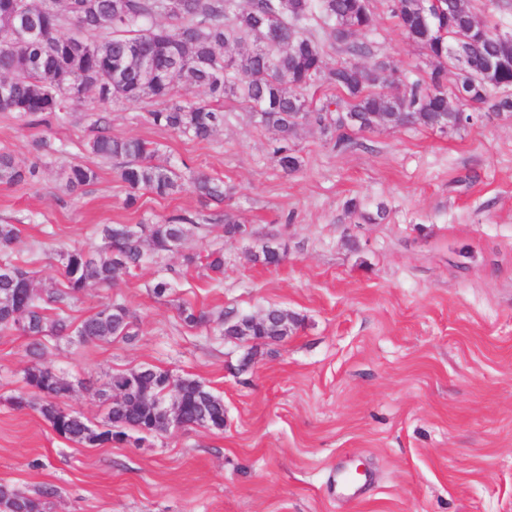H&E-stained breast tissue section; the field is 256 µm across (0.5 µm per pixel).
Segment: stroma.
I'll return each mask as SVG.
<instances>
[{
  "label": "stroma",
  "mask_w": 512,
  "mask_h": 512,
  "mask_svg": "<svg viewBox=\"0 0 512 512\" xmlns=\"http://www.w3.org/2000/svg\"><path fill=\"white\" fill-rule=\"evenodd\" d=\"M374 13L361 39L390 62L375 90L392 96L429 68L384 0ZM162 106L92 91L45 122L0 112V152L37 171L0 185V223L19 226L14 253L41 288L61 281L58 251L95 252L106 224L227 214L243 225V237L189 228L175 251L147 254L70 304L76 323L104 302L124 304L134 341L49 337L40 357L71 383L67 407L93 424L110 375L152 365L222 395L224 429L78 446L38 410L13 406L33 357L28 338L2 333L0 484L29 496L53 488L47 512H512V112L485 108L446 132L355 131L343 151L304 121L292 137L300 166L287 173L272 158L277 132L245 103L222 100L224 124L203 141L154 125ZM99 118L182 177L223 179V203L188 188L130 191L120 160L86 149ZM71 164L95 179L69 189L61 172ZM268 243L284 252L280 265L255 262ZM213 251L223 273L199 263ZM174 270L175 293L155 298L152 285ZM182 305L211 323L187 327ZM271 307L298 318L283 340L219 331L220 315Z\"/></svg>",
  "instance_id": "35a3bbf8"
}]
</instances>
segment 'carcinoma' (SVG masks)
Returning <instances> with one entry per match:
<instances>
[{
	"instance_id": "carcinoma-1",
	"label": "carcinoma",
	"mask_w": 512,
	"mask_h": 512,
	"mask_svg": "<svg viewBox=\"0 0 512 512\" xmlns=\"http://www.w3.org/2000/svg\"><path fill=\"white\" fill-rule=\"evenodd\" d=\"M385 2L402 33L421 46L431 62L429 81L406 84L393 96L373 90L389 62L357 40L373 26L372 0H246L244 7L240 0H181L179 12L173 15L163 12L162 0H65L63 12L55 5L34 14L37 40L0 49V78L10 84V94L0 97V112L29 117L57 114L80 103L92 90L102 100L134 104L147 98L170 99L177 83L186 90L202 87L217 101L228 95L241 99L259 114L261 125L279 133L272 157L286 172L300 165L291 136L303 120L333 136L337 149L351 141L349 131L355 129L404 123L458 128L470 123L473 115L459 116L461 110L448 106V95L467 101L475 78L485 88L477 103H491L494 112H512V38L501 39L497 27L477 21L464 0H436L425 16L418 0ZM163 16L170 24L157 25V18ZM66 22L75 33H61ZM100 32L107 36L97 37ZM248 40L254 44L249 52L227 53L229 47ZM328 48L341 54L332 67L325 61ZM133 49L154 60L151 79L130 62ZM363 56L370 62L361 66L356 58ZM450 67L456 71V81L449 91L444 81ZM325 84L338 95L313 104L306 92ZM341 112L354 118L348 129L339 123ZM150 116L158 126L201 140L224 124V111L206 103H175ZM89 148L100 158L123 159L120 177L133 190L144 188L165 197L181 188L175 170L156 162V151L139 139H117L100 131ZM64 174L72 188L96 177L92 169L80 165L66 168ZM35 176V168L25 170L12 155L0 153V184H18ZM192 187L204 202L224 200V181L206 173L195 175ZM188 225L201 228L186 215L172 216L162 224H141L137 231L125 224H105L97 255L79 247L60 252V287L39 289L31 272L13 257L20 239L18 226L0 224V266H5L0 269V332L32 338L30 352L37 357L47 336L74 332L85 342L133 338L134 316L122 304L104 303L77 325L65 306L88 289L110 285L118 273L140 266L146 256L144 246L154 253L174 250ZM178 310L189 327L211 322L203 310L184 305ZM294 324V317L278 308L266 310L254 325L244 317L221 321L223 335L251 339L287 336ZM168 378V372L155 367L111 375L97 393L106 405L103 430L94 429L78 414L57 422V400L71 385L39 361L25 369L27 391L15 398V405L28 407V394L40 396L38 411L54 432L77 445L122 442L130 430L143 433L153 426L158 434L164 429L156 405L170 403ZM182 393L187 424L200 418L224 423V399L205 383L185 378ZM51 495L50 489L33 497L0 485V503L9 512H45Z\"/></svg>"
}]
</instances>
